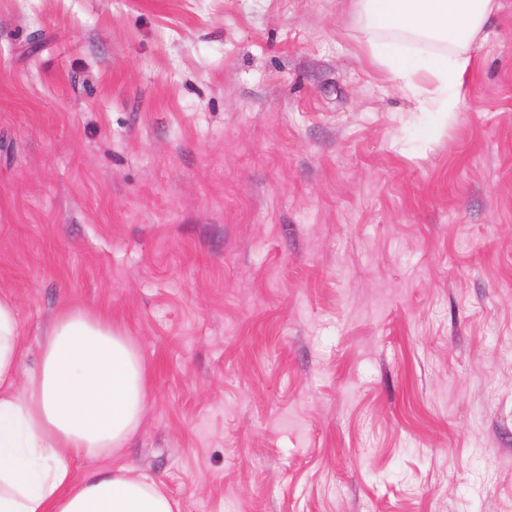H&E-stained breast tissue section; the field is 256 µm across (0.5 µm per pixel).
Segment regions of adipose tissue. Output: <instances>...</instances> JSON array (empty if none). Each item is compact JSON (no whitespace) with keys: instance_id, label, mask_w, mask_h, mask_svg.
<instances>
[{"instance_id":"ef3b65f1","label":"adipose tissue","mask_w":512,"mask_h":512,"mask_svg":"<svg viewBox=\"0 0 512 512\" xmlns=\"http://www.w3.org/2000/svg\"><path fill=\"white\" fill-rule=\"evenodd\" d=\"M370 28L447 45L407 58L397 42L373 46L374 62L454 112L471 47L486 36L496 0H356ZM23 327L13 297L0 291V512H177L156 481L125 466L75 473L82 455L127 448L147 401L143 359L110 318L65 308L23 367Z\"/></svg>"}]
</instances>
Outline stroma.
<instances>
[{"instance_id":"stroma-1","label":"stroma","mask_w":512,"mask_h":512,"mask_svg":"<svg viewBox=\"0 0 512 512\" xmlns=\"http://www.w3.org/2000/svg\"><path fill=\"white\" fill-rule=\"evenodd\" d=\"M453 116L352 0H0V290L149 370L179 512H512V0Z\"/></svg>"}]
</instances>
